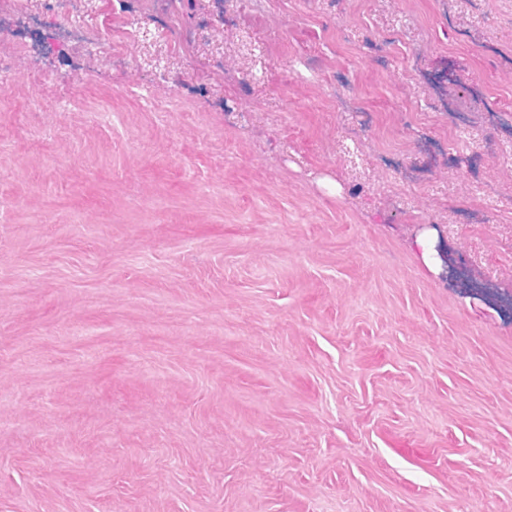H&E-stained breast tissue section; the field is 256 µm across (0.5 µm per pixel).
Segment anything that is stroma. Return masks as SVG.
I'll return each mask as SVG.
<instances>
[{"mask_svg":"<svg viewBox=\"0 0 512 512\" xmlns=\"http://www.w3.org/2000/svg\"><path fill=\"white\" fill-rule=\"evenodd\" d=\"M67 23L0 0V512H512V0ZM63 3H67L70 6L71 14V27L74 33V37L85 45H92L98 41L97 35L90 28L82 25L76 18V12H79L83 7L86 0H60ZM74 17V19H72Z\"/></svg>","mask_w":512,"mask_h":512,"instance_id":"1","label":"stroma"}]
</instances>
